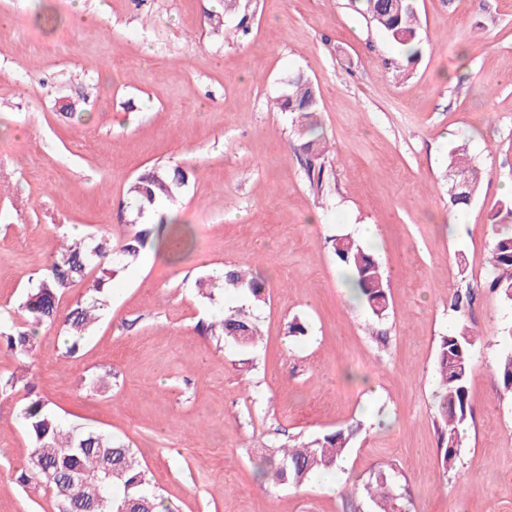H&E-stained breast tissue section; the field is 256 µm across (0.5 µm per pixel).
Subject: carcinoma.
Instances as JSON below:
<instances>
[{"instance_id":"cac0c4a2","label":"carcinoma","mask_w":512,"mask_h":512,"mask_svg":"<svg viewBox=\"0 0 512 512\" xmlns=\"http://www.w3.org/2000/svg\"><path fill=\"white\" fill-rule=\"evenodd\" d=\"M364 11L398 47L399 57L391 65L397 72L406 73L423 51L416 0H364ZM278 108L289 113L292 122L305 125L308 132L315 130L313 116L318 112L319 99L304 74L298 72L288 77ZM302 148L312 155L308 172L322 176L326 148L317 138L307 140ZM483 177L482 168L468 159L462 148L451 149L448 204L459 211L467 208L478 195ZM185 184L186 175L178 168H155L138 177L128 188L137 217L153 214L158 217V225L137 228L115 245L111 238L94 234L79 243H61L22 304L28 329L0 330V339L23 365L20 373L0 378L1 394H22L21 414L32 450L21 480L26 485L51 487L57 512H179L178 506L149 487L146 470L128 444L62 422L50 404L34 392L29 360L36 350L39 328L56 323L64 331V356H75L86 331L107 306L106 285L138 259L147 242L163 250L174 237L189 243L188 230L177 224L174 216L159 213L162 204L176 200ZM491 224L495 233L489 261L490 286L504 302L512 305V199L500 203L491 216ZM330 242L359 299L373 315L384 316L389 296L378 259L348 234L336 236ZM95 268L100 269L101 275L92 279L90 274ZM220 282L225 288L251 295L256 302L265 301L261 278L250 277L238 267L224 270L220 277L200 281L201 295L215 300L216 284ZM79 283L86 285V298L60 315L61 296ZM473 297L474 291L468 285L452 295L451 307L458 314V326L455 332L440 337L435 358L436 375L442 387L435 423L439 462L446 473L456 464L461 447L460 430L471 415L469 382L474 340L466 315ZM203 330L219 342L228 340L243 348L254 347L259 341L252 316L242 308L225 311L223 318L206 324ZM501 338L505 348L495 373L503 390L512 393V326L503 329ZM359 429L360 426L351 425L297 444L280 443L266 459L260 474L275 485L298 487L313 475L332 470L348 451ZM365 491L371 500L383 503L382 512L396 509L388 473L378 472L365 485Z\"/></svg>"}]
</instances>
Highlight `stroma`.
Here are the masks:
<instances>
[{"instance_id": "obj_1", "label": "stroma", "mask_w": 512, "mask_h": 512, "mask_svg": "<svg viewBox=\"0 0 512 512\" xmlns=\"http://www.w3.org/2000/svg\"><path fill=\"white\" fill-rule=\"evenodd\" d=\"M417 9L424 49L402 76L397 48L350 0H249L250 34L234 44L218 25L238 18L220 0H0V319L26 328L25 294L69 227L121 241L130 183L154 167L187 174L171 210L191 249L171 262L145 247L76 357L48 328L32 370L67 425L124 440L181 512H374L363 485L380 470L406 512H512V395L493 372L512 306L489 289L490 217L512 184V0ZM295 71L320 96L331 155L318 187L277 107ZM459 143L487 172L462 213L447 197ZM363 224L389 287L381 318L348 297L328 243ZM231 265L265 282L253 349L201 328L248 302L198 292ZM464 282L472 416L446 474L434 358ZM294 320L305 336H288ZM21 403L0 394V512H57L49 488L19 481ZM350 424L336 494L318 476H259L271 445Z\"/></svg>"}]
</instances>
